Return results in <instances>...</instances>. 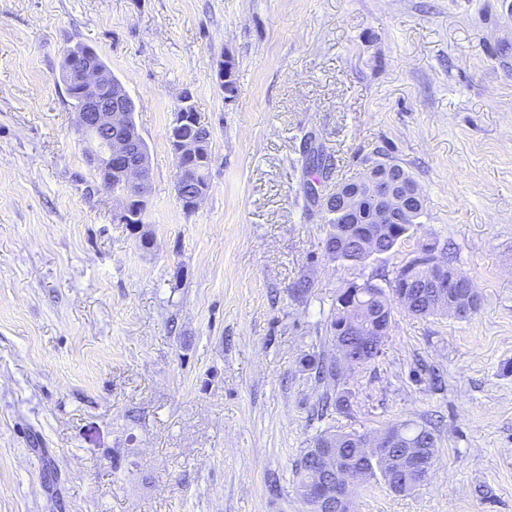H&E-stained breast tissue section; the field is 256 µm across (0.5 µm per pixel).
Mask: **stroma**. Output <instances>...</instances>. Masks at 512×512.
I'll list each match as a JSON object with an SVG mask.
<instances>
[{
  "mask_svg": "<svg viewBox=\"0 0 512 512\" xmlns=\"http://www.w3.org/2000/svg\"><path fill=\"white\" fill-rule=\"evenodd\" d=\"M511 3L0 0V512H305L292 469L315 436L400 421L435 424L428 480L355 488L354 512H512ZM78 45L135 102L141 227L87 163L60 79ZM187 92L211 130L194 211L167 139ZM310 134L334 160L319 195L376 161L409 171L416 240L330 260ZM420 239L456 255L477 311L394 309L346 378L353 413L316 420L300 360L331 352L337 292L383 284Z\"/></svg>",
  "mask_w": 512,
  "mask_h": 512,
  "instance_id": "stroma-1",
  "label": "stroma"
}]
</instances>
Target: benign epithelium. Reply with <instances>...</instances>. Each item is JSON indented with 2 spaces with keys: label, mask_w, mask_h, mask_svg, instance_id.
Returning a JSON list of instances; mask_svg holds the SVG:
<instances>
[{
  "label": "benign epithelium",
  "mask_w": 512,
  "mask_h": 512,
  "mask_svg": "<svg viewBox=\"0 0 512 512\" xmlns=\"http://www.w3.org/2000/svg\"><path fill=\"white\" fill-rule=\"evenodd\" d=\"M67 57L69 67L81 63L75 74L81 85L80 106L75 114L78 131L91 130L95 134L88 140L89 163L105 190H111L114 183L124 187L122 194L114 196V218L120 224H129L134 218L143 221L149 204L150 155L141 146L138 132L128 123L130 97L123 88L107 92L108 71L93 59L82 60L79 49L68 50ZM210 138V127L196 111L191 96L184 97L182 111L168 129V141L176 162L175 184L196 178L206 168ZM365 194L378 205L376 221L379 224L395 223L412 213L421 201L418 185H406L387 176L374 177L361 189L350 183L338 185L328 200L336 204V211L344 214L345 221L351 224L356 221ZM367 345V338L353 345L338 344L336 367L340 370L355 367ZM319 464L323 470L336 473V480L320 485L317 493L310 495L311 503L307 504L310 512H327L332 504L347 499L349 486L361 479L358 470L338 466L332 452L322 454ZM433 466V461L421 454L411 455L410 469L420 477V482L428 480Z\"/></svg>",
  "instance_id": "benign-epithelium-1"
}]
</instances>
